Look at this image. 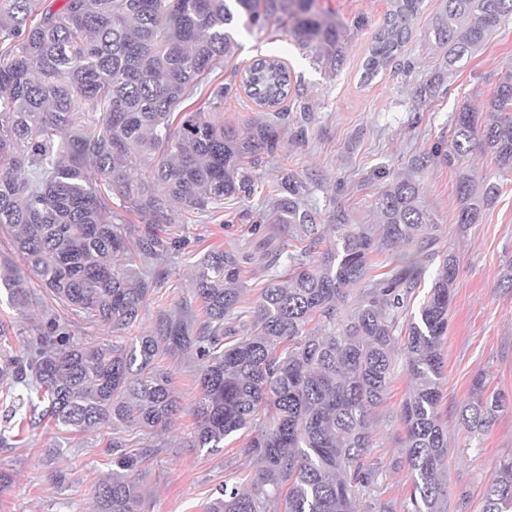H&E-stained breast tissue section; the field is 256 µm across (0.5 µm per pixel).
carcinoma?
Listing matches in <instances>:
<instances>
[{
    "label": "carcinoma",
    "instance_id": "obj_1",
    "mask_svg": "<svg viewBox=\"0 0 512 512\" xmlns=\"http://www.w3.org/2000/svg\"><path fill=\"white\" fill-rule=\"evenodd\" d=\"M422 4L392 0L368 49L364 83L397 58ZM511 19L512 0H441L428 29L452 71ZM240 23L284 24L315 61L333 70L341 61L344 26L318 0H0V229L17 256L0 258V289L18 314L33 305V275L72 313L127 330L180 243L153 225L172 223L179 210L208 217L224 201L254 193L245 163L274 154L290 118L282 103L292 76L280 57L256 59L240 77L269 119L242 134L224 128L222 83L210 87L208 111L187 113L177 125L173 118L231 54ZM478 154L492 157L499 176L512 175V72L501 76L486 111L464 105L451 119L440 161L457 173L463 229L500 191L472 168ZM308 196L304 179L282 172L254 226L259 251L215 249L193 263L202 321L182 303L161 311L151 333L114 343L78 339L51 313L29 326L22 349L0 351V380L11 385L0 398L12 411L24 404L21 387L55 426L107 435L125 473L95 486V512H141L143 493L130 475L138 458L117 429L166 430L182 412L158 366L170 352L199 362L187 447L213 451L244 430L239 455L259 465L245 490L224 482L208 512H362L381 489L380 468L365 459L400 353L411 379L399 414L412 478L403 512H446L440 345L457 260L432 250L438 225L413 174L374 199V224H352L342 209L324 219ZM402 246L411 251L385 276L374 275L376 256ZM131 255L155 270L140 272ZM438 257L401 344L399 317L425 261ZM256 261L270 278L249 310L242 273ZM354 288L360 296L351 308ZM510 407L504 394L483 396L479 378L461 424L479 437ZM482 512H512V458L496 467Z\"/></svg>",
    "mask_w": 512,
    "mask_h": 512
}]
</instances>
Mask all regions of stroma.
<instances>
[{
  "label": "stroma",
  "mask_w": 512,
  "mask_h": 512,
  "mask_svg": "<svg viewBox=\"0 0 512 512\" xmlns=\"http://www.w3.org/2000/svg\"><path fill=\"white\" fill-rule=\"evenodd\" d=\"M347 29L343 60L338 70L317 65L300 51L280 24L265 28H238L233 54L217 63L210 78L229 84L224 98L225 126L242 131L265 120L267 109L259 106L241 86V72L263 55L280 57L298 81L286 102L301 112L304 128L289 124L275 154L266 156L255 170L260 183L257 194L245 201L225 203L222 212L209 218L176 217L161 232H177L184 248L173 251L163 264L164 284L156 288L143 307L136 333L150 332L160 311L191 297L190 266L197 255L212 247H250L255 236L254 219L267 210V201L281 169L308 179L315 189L310 197L321 212L342 208L352 223L374 220L372 200L388 182L406 173L414 159L427 154L431 160L419 172L425 199L439 226L436 247L456 254L458 274L451 288L448 332L441 343L447 379L442 387L441 413L448 427V512H482L483 495L499 460L512 457V412L501 413L480 442L470 441L458 420L460 405L472 394L477 378L488 391L512 395V177L480 223L460 230L456 175L437 160L436 149L447 147L450 123L462 104L483 111L497 82L512 67V22L501 27L486 45L461 67L445 75L434 96L418 100L422 85L435 73L437 49L427 35L426 20L440 0H424L420 18L398 58L371 83H363V62L374 34L391 8L390 0H325ZM413 71H406V63ZM62 315L77 337L111 339V329L63 310L57 303L31 307L26 318L10 308L0 295V322L14 331L0 336V347L21 348L20 330L28 321L41 320L45 311ZM173 388L181 398L183 413L171 428L146 435L129 428L121 434L131 449L156 448L137 469L144 494L145 512H205L225 478L246 485L256 465L235 458L244 443L237 433L216 452L192 451L184 443L193 430L189 407L197 392L198 364L178 353L160 358ZM404 365L379 409L376 446L369 458L382 471L381 494L370 512H402L412 481L402 463L403 432L398 415L409 390ZM112 457L95 434L58 430L51 426H26L16 432L11 448L0 449V472L10 482L0 493V512H93V490L112 473ZM67 480L56 484V471Z\"/></svg>",
  "instance_id": "1"
}]
</instances>
